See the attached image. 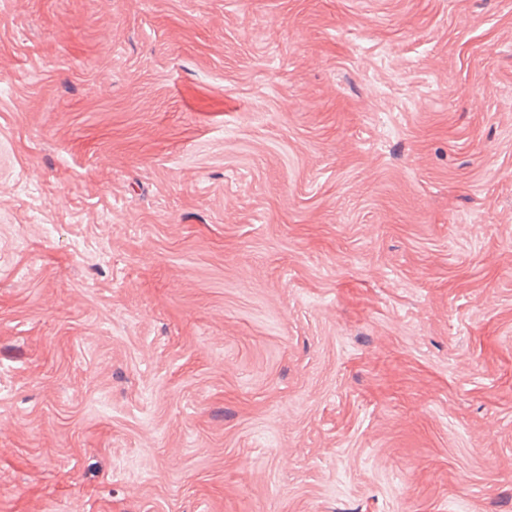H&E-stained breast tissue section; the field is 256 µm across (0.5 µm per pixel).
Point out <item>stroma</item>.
Instances as JSON below:
<instances>
[{
	"label": "stroma",
	"instance_id": "1",
	"mask_svg": "<svg viewBox=\"0 0 512 512\" xmlns=\"http://www.w3.org/2000/svg\"><path fill=\"white\" fill-rule=\"evenodd\" d=\"M0 512H512V0H0Z\"/></svg>",
	"mask_w": 512,
	"mask_h": 512
}]
</instances>
